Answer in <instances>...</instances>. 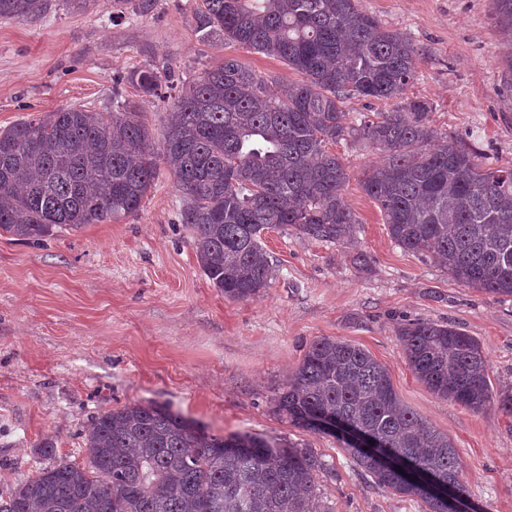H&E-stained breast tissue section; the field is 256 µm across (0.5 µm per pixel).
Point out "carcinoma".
I'll list each match as a JSON object with an SVG mask.
<instances>
[{"mask_svg": "<svg viewBox=\"0 0 512 512\" xmlns=\"http://www.w3.org/2000/svg\"><path fill=\"white\" fill-rule=\"evenodd\" d=\"M512 46V0H497ZM53 0H0V17L34 21ZM201 38L277 58L300 79L272 85L235 58L179 84L149 64L118 81L145 98L172 99L175 117L155 151L135 107L66 106L0 130V235L39 244L136 213L164 163L182 193L180 223L192 233L204 275L234 301L259 295L275 276L266 229L322 240L352 238L359 224L344 201L347 173L329 146L350 137L384 155L363 190L390 237L425 254L458 282L512 297V166L487 168L475 148L434 145L430 104L412 99L420 50L357 0H201ZM353 98L399 100L396 109L347 126ZM416 377L473 411L512 415V387L494 390L480 344L450 325L400 324ZM275 411L316 433L333 416L376 435L409 466L461 485L448 436L405 405L387 369L359 346L313 341ZM86 466L56 461L0 501V512H332L320 492L324 467L311 448L261 436L204 432L158 405L128 404L95 416L83 434ZM372 482L401 497L418 487L347 444Z\"/></svg>", "mask_w": 512, "mask_h": 512, "instance_id": "obj_1", "label": "carcinoma"}]
</instances>
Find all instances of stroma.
<instances>
[{
  "label": "stroma",
  "mask_w": 512,
  "mask_h": 512,
  "mask_svg": "<svg viewBox=\"0 0 512 512\" xmlns=\"http://www.w3.org/2000/svg\"><path fill=\"white\" fill-rule=\"evenodd\" d=\"M199 0H156L153 12L111 24L110 0L86 11L58 6L42 19L0 18V130L62 106L103 110L113 78L169 65L188 81L234 57L265 79L295 74L279 60L232 43L200 40ZM421 50L412 98L429 101L442 138L474 146L488 167L512 166V76L504 71L495 0H358ZM136 105L161 142L170 104ZM333 153L359 224L352 242L284 229L263 245L276 276L259 296L231 301L197 262L180 222L181 194L159 169L140 210L116 222L65 230L32 245L0 236V498L48 465L38 447L83 462L81 432L98 413L163 405L210 434L261 435L313 448L328 472L320 489L334 512H426L373 485L334 437L304 431L273 399L322 337L354 343L387 369L401 400L452 441L475 512H512V417L440 398L408 364L397 329L407 320L450 323L479 342L493 388L512 386V299L455 281L430 257L404 251L362 188L381 156L340 141ZM368 268L356 266V253Z\"/></svg>",
  "instance_id": "obj_1"
}]
</instances>
